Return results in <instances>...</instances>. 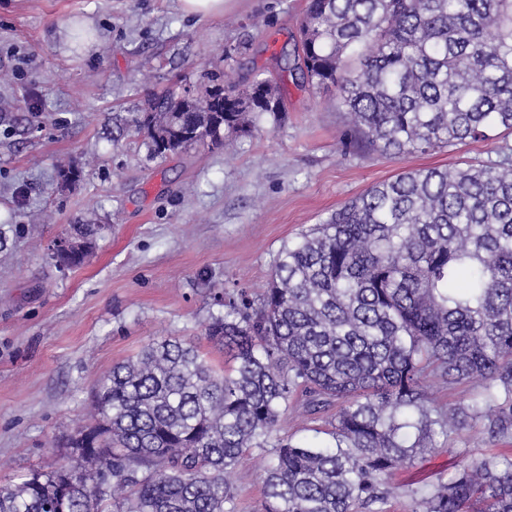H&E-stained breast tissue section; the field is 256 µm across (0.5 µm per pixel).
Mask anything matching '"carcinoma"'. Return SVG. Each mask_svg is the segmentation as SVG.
Wrapping results in <instances>:
<instances>
[{"label": "carcinoma", "mask_w": 512, "mask_h": 512, "mask_svg": "<svg viewBox=\"0 0 512 512\" xmlns=\"http://www.w3.org/2000/svg\"><path fill=\"white\" fill-rule=\"evenodd\" d=\"M291 76L332 85L355 138L396 154L512 132V0H309ZM154 96L136 119L153 155L249 135L283 111L279 87ZM224 95V116L211 99ZM99 224H72L62 258L85 261ZM205 326L233 365L165 339L114 364L73 461L0 484V512H235L232 475L269 454L266 512H379L384 480L481 422L501 453L463 457L422 512H512V160L405 172L344 203L279 250L255 298L226 288ZM480 378L445 411L424 381ZM327 438L280 434L295 394Z\"/></svg>", "instance_id": "obj_1"}]
</instances>
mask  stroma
I'll return each instance as SVG.
<instances>
[{"label": "stroma", "instance_id": "1", "mask_svg": "<svg viewBox=\"0 0 512 512\" xmlns=\"http://www.w3.org/2000/svg\"><path fill=\"white\" fill-rule=\"evenodd\" d=\"M307 4L224 0L202 19L179 0H0V482L62 462L97 384L148 343L182 336L229 363L204 334L215 294L260 295L285 242L371 185L512 155L511 134L426 154L343 146L335 89L282 72ZM78 17L97 32L91 47ZM216 69L242 88L282 79L284 112L219 148L150 155L134 119L151 94H203ZM81 220L103 231L82 265L58 270L47 246ZM486 440L479 425L438 438L393 471L384 512H417L415 490ZM267 464L254 450L239 466L236 512H263Z\"/></svg>", "mask_w": 512, "mask_h": 512}]
</instances>
